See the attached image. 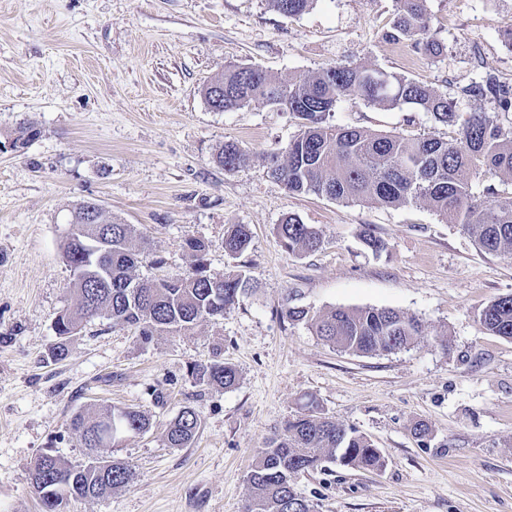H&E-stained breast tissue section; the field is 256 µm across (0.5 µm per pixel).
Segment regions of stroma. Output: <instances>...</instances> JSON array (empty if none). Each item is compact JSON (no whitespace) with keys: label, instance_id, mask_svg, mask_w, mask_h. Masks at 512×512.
I'll return each instance as SVG.
<instances>
[{"label":"stroma","instance_id":"35a3bbf8","mask_svg":"<svg viewBox=\"0 0 512 512\" xmlns=\"http://www.w3.org/2000/svg\"><path fill=\"white\" fill-rule=\"evenodd\" d=\"M442 56L381 39L396 0H315L297 16L268 0H0V512H39L30 484L46 449L73 465L128 461L126 487L71 498L61 512H242L257 448L315 401L322 414L369 438L381 470L336 462L293 478L314 512H512V340L491 335L479 311L512 294V256L481 250L423 201L396 206L292 194L267 173L271 155L297 136L298 119L254 101L209 109L203 87L228 65L262 67L296 81L337 64H363L425 82L456 99L461 115L512 112L459 97L479 72L512 84V0H427ZM42 135L10 149L21 120ZM338 126L440 138L454 135L430 113L337 103ZM251 163L225 171V142ZM135 225L161 267L186 273L194 236L221 274L242 264L252 284L218 321L138 340L98 318L48 357L60 312L74 308L63 260L66 221L82 201ZM288 215L317 230L322 246L291 255L275 227ZM233 224L253 236L240 261L224 253ZM387 248L373 253L364 231ZM392 308L415 316L425 336L408 348L354 355L333 347L284 307ZM223 358L235 388L195 383L193 363ZM168 394L156 405L153 389ZM148 415L152 427L88 448L70 420L102 406ZM200 419L196 440L171 448L164 423L183 407ZM429 433L417 439L416 421Z\"/></svg>","mask_w":512,"mask_h":512}]
</instances>
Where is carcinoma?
Here are the masks:
<instances>
[{
	"mask_svg": "<svg viewBox=\"0 0 512 512\" xmlns=\"http://www.w3.org/2000/svg\"><path fill=\"white\" fill-rule=\"evenodd\" d=\"M281 14L304 12L314 0H268ZM396 15L382 39L410 41L414 50L435 58L444 45L433 30L427 0H397ZM463 98L492 97L499 109H512V86L489 73L459 90ZM355 96L367 105H410L430 113L435 122L458 126L457 136L442 140L431 134L405 137L376 133L358 127H338L329 117L342 99ZM207 106L215 112L240 109L249 103L278 98L282 108L301 120V131L282 155L269 161L270 175L294 194L313 193L346 203L370 201L386 205L422 200L446 222L457 224L488 253L512 255V199H485L471 192V178L484 168L512 179V128H504L484 112L460 119L457 102L430 85L364 65L321 68L295 82H285L254 65H231L203 89ZM42 130L25 120L14 132L15 147L26 148ZM227 171L250 161V153L227 143L216 156ZM92 204L79 203L70 218L76 229L65 235L63 259L73 272L71 288L77 305L55 320L57 341L49 358L68 355L72 332L103 312L112 324L133 327L144 342L164 333L188 330L203 321L224 318L248 287L241 270L221 276L208 273L207 245L189 237L185 246L194 259L182 275L142 279L136 270L145 253L146 239L134 225L97 214L96 223H82L83 211ZM280 246L292 255L314 251L322 244L318 231L288 216L276 226ZM140 240L141 248L134 246ZM248 225L234 224L224 237V252L236 259L250 247ZM282 317L309 323L323 341L356 355H380L404 349L424 335L423 324L413 316L390 308H333L316 316L303 308L287 307ZM481 325L492 335L512 339V294L500 296L479 311ZM191 377L199 384L237 385L236 368L222 360L195 363ZM112 414L116 431L140 434L151 420L137 410L114 411L104 407L78 412L71 419L86 446L94 441L100 418ZM196 411L183 407L168 420L164 438L170 448H186L199 431ZM341 466L374 472L384 458L374 443L356 430L322 415L311 402L304 412L287 421L283 432L269 438L255 455L246 474L249 493L244 512H313L312 505L293 485V476L315 470L326 460ZM96 459L72 465L59 457L40 455L31 469L32 488L42 512H60L64 499L99 498L129 484L130 465L112 459L103 474Z\"/></svg>",
	"mask_w": 512,
	"mask_h": 512,
	"instance_id": "obj_1",
	"label": "carcinoma"
}]
</instances>
